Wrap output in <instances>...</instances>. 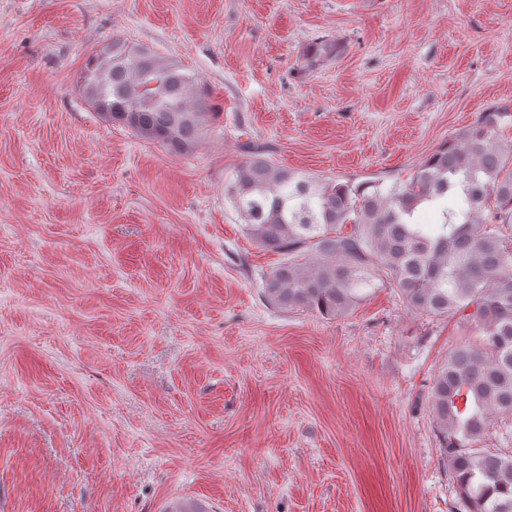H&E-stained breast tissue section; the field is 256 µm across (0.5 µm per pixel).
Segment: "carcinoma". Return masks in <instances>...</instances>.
Returning a JSON list of instances; mask_svg holds the SVG:
<instances>
[{
    "label": "carcinoma",
    "instance_id": "cac0c4a2",
    "mask_svg": "<svg viewBox=\"0 0 512 512\" xmlns=\"http://www.w3.org/2000/svg\"><path fill=\"white\" fill-rule=\"evenodd\" d=\"M335 54V43L316 41L309 62ZM77 82L104 122L175 154L193 152L216 116L200 78L120 37L90 53ZM510 122L512 105L486 107L389 184L290 169L246 143L224 185L245 234L281 255L262 280L268 303L336 317L390 288L415 313L458 315L475 329L476 339L448 350L430 387L441 460L466 512H512V453L485 447L497 433L512 439L499 426L512 415V150L500 143ZM423 208L441 222H418ZM162 512L210 509L178 497Z\"/></svg>",
    "mask_w": 512,
    "mask_h": 512
}]
</instances>
